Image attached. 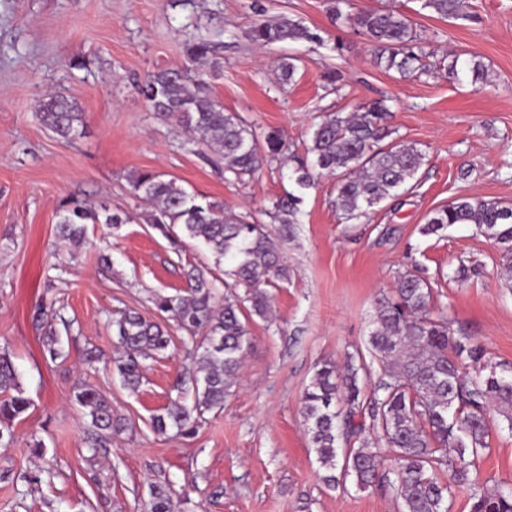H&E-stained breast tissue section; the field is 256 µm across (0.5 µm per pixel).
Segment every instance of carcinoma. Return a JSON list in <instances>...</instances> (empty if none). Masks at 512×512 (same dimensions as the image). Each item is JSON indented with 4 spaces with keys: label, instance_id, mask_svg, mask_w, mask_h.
Returning a JSON list of instances; mask_svg holds the SVG:
<instances>
[{
    "label": "carcinoma",
    "instance_id": "1",
    "mask_svg": "<svg viewBox=\"0 0 512 512\" xmlns=\"http://www.w3.org/2000/svg\"><path fill=\"white\" fill-rule=\"evenodd\" d=\"M349 0H328L333 19H345L366 37L376 66L402 77L427 72L421 33L413 21L390 3L344 13ZM420 10L444 20H468L466 0H418ZM260 46L321 42L303 22L284 15L258 19L249 29ZM217 46L200 39L186 46L190 66L148 73L139 92L151 111L187 130L193 142L224 164V178L241 181L268 158L287 150L282 135L271 130L258 138L240 115L224 111L211 95L203 70L217 64ZM299 58L280 59L278 78L294 81ZM487 75L484 62L472 55L454 57L448 77L475 87ZM390 106L374 99L350 113H329L315 125L305 154L293 155L290 179L295 189L273 203L270 231L264 224L224 212V203L190 193L176 179L144 170L130 185L134 197L149 205L146 223L166 238L172 249L184 239L203 245L215 267L224 261V277L193 267L185 272L187 295L157 293L153 304L164 319L186 333L183 371L173 388L177 398L152 416L154 434L189 436L204 415L224 409V398L237 384L245 354L251 347L249 323L266 319L270 289L288 281L281 243L291 239L300 223L303 191L323 175L337 178L336 208L347 222L367 217L381 202L400 196L424 163V153L389 124ZM42 123L63 139L83 132L78 103L50 96L40 105ZM129 217L67 197L57 209L56 237L69 245L85 244L86 225L116 230ZM454 224H472L497 245L506 271L512 272V202L462 197L435 209L420 229L435 235ZM430 282L416 270L398 277L394 293L378 301L368 335L367 352L379 375L370 392L358 383L365 355H348L343 367L323 364L302 397V414L310 447L316 454L321 481L332 491L355 488L393 489L397 512H449L453 489L479 484V464L488 448L491 413L506 421L512 434V374L488 369L483 347L447 320L433 317ZM62 319L54 301L41 298L33 324L41 332L43 352L55 361L65 356ZM119 356L113 358L122 386L135 393L144 362L172 342L169 327L134 310L112 321ZM193 393L192 401L186 395ZM72 403L87 418L86 442L97 451L128 429L112 411V401L99 387L74 388ZM32 401L25 395L18 369L0 350V447L13 445L12 423ZM448 479H442L443 474ZM145 512H176L173 490L164 481L150 487ZM471 512H512V483L473 494Z\"/></svg>",
    "mask_w": 512,
    "mask_h": 512
}]
</instances>
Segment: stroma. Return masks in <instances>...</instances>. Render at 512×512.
Masks as SVG:
<instances>
[{
    "mask_svg": "<svg viewBox=\"0 0 512 512\" xmlns=\"http://www.w3.org/2000/svg\"><path fill=\"white\" fill-rule=\"evenodd\" d=\"M394 4L423 33L432 68L420 77L376 67L367 41L332 20L326 0H0V347L12 352L32 401L13 424L14 444L0 448V512H143L150 486L164 480L173 483L178 512H395L392 489L322 484L301 398L321 364L365 350L378 294L393 292L415 264L432 284L435 313L472 336L491 362L512 367V279L500 250L470 224L420 233L430 212L453 198L512 201V0H469L471 19L455 22L418 13L416 0ZM280 15L322 37L296 45L299 71L286 87L275 70L286 46L259 49L247 37L255 20ZM201 38L219 45L221 67L206 75L212 95L257 133L279 131L291 152L304 153L325 113L384 96L392 125L425 162L412 190L353 224L339 218L335 179L306 191L297 237L284 247L289 279L271 291V320L251 322V347L223 411L206 414L193 435L164 438L150 419L176 396L183 334L172 330V344L147 360L132 393L113 371L111 321L127 308L155 317L153 294L185 292L184 267L209 268L213 258L191 240L173 252L140 218L131 176L167 174L263 224L294 188L281 157L250 180L226 181L207 149L143 102L138 77L186 66V45ZM463 53L487 65L480 87L449 79L450 60ZM329 68L341 74L333 87L323 80ZM55 94L80 105L81 137L60 139L40 121L41 101ZM69 195L131 220L111 236L88 225L86 244L59 245L56 211ZM105 245L108 270L97 260ZM462 264L477 270L465 282L454 278ZM45 295L72 322L62 362L45 358L32 323ZM90 347L104 354L92 367L83 361ZM78 382L103 389L131 425L96 454L71 402ZM35 437L45 454L33 453ZM23 471L40 473L41 483L17 482ZM480 473L488 489L512 481V433L500 422Z\"/></svg>",
    "mask_w": 512,
    "mask_h": 512,
    "instance_id": "stroma-1",
    "label": "stroma"
}]
</instances>
